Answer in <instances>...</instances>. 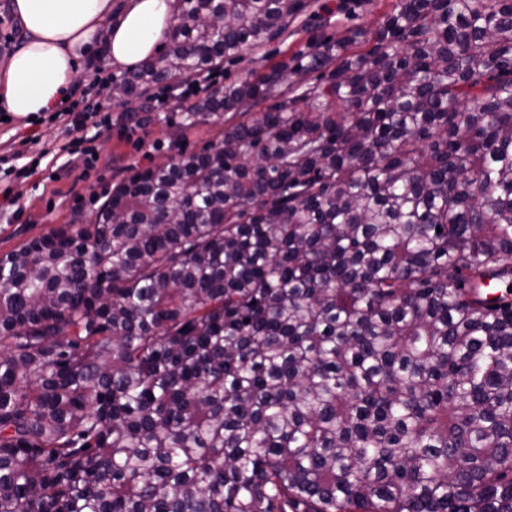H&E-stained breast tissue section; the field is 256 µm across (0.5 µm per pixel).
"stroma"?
I'll list each match as a JSON object with an SVG mask.
<instances>
[{"label": "stroma", "mask_w": 512, "mask_h": 512, "mask_svg": "<svg viewBox=\"0 0 512 512\" xmlns=\"http://www.w3.org/2000/svg\"><path fill=\"white\" fill-rule=\"evenodd\" d=\"M393 0H309L305 12L281 38L265 49L244 50L241 58L225 63L220 73L225 82L241 80L253 72H266L276 62L310 50L320 41L336 37L348 28L370 29L391 11ZM100 58H91L67 92L68 101L79 100L90 91L112 114V124L94 142L99 155L90 167L75 157L56 155L62 142L61 130L48 113L37 122L13 117L0 123V197L14 198V205L0 208V255L51 229L90 218L111 193L115 184L133 169L153 165L157 159H177L183 152L199 150L218 138L222 126L200 123L182 127V110L170 103L158 107V89H151L138 104L147 120L131 127L124 110L113 100L107 84L94 80ZM39 158L37 174L19 175L20 167Z\"/></svg>", "instance_id": "stroma-1"}]
</instances>
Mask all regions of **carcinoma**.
<instances>
[{"instance_id": "cac0c4a2", "label": "carcinoma", "mask_w": 512, "mask_h": 512, "mask_svg": "<svg viewBox=\"0 0 512 512\" xmlns=\"http://www.w3.org/2000/svg\"><path fill=\"white\" fill-rule=\"evenodd\" d=\"M307 6L181 0L119 85ZM199 123L224 132L0 256V512H512V0H395Z\"/></svg>"}]
</instances>
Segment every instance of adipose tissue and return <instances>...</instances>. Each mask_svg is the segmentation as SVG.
<instances>
[{
    "instance_id": "ef3b65f1",
    "label": "adipose tissue",
    "mask_w": 512,
    "mask_h": 512,
    "mask_svg": "<svg viewBox=\"0 0 512 512\" xmlns=\"http://www.w3.org/2000/svg\"><path fill=\"white\" fill-rule=\"evenodd\" d=\"M10 11L25 42L0 64V107L27 116L53 107L97 47L129 70L161 54L179 0H11Z\"/></svg>"
}]
</instances>
